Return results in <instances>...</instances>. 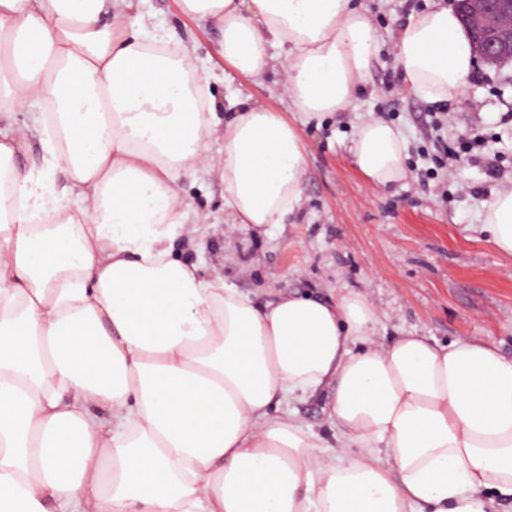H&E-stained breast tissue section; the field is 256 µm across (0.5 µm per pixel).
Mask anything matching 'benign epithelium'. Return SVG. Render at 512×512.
Instances as JSON below:
<instances>
[{"label": "benign epithelium", "instance_id": "7a95c632", "mask_svg": "<svg viewBox=\"0 0 512 512\" xmlns=\"http://www.w3.org/2000/svg\"><path fill=\"white\" fill-rule=\"evenodd\" d=\"M473 35L475 52L492 67L512 61V0H453Z\"/></svg>", "mask_w": 512, "mask_h": 512}]
</instances>
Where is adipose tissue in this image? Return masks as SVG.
I'll use <instances>...</instances> for the list:
<instances>
[{
	"label": "adipose tissue",
	"mask_w": 512,
	"mask_h": 512,
	"mask_svg": "<svg viewBox=\"0 0 512 512\" xmlns=\"http://www.w3.org/2000/svg\"><path fill=\"white\" fill-rule=\"evenodd\" d=\"M143 0H0V512H496L512 501V357L483 341H378L367 295L243 292L179 257L209 224L182 181L224 183L233 225L301 206L304 147L231 93L220 121L196 49ZM244 77L276 70L302 118L346 111L383 39L353 0H179ZM407 88L459 96L477 64L454 8L392 45ZM40 167L17 155L32 135ZM402 181L380 118L348 147ZM68 180L55 187L52 176ZM512 255V190L481 226ZM330 389L329 435L291 406Z\"/></svg>",
	"instance_id": "ef3b65f1"
}]
</instances>
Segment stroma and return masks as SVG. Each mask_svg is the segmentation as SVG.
I'll use <instances>...</instances> for the list:
<instances>
[{
  "instance_id": "obj_1",
  "label": "stroma",
  "mask_w": 512,
  "mask_h": 512,
  "mask_svg": "<svg viewBox=\"0 0 512 512\" xmlns=\"http://www.w3.org/2000/svg\"><path fill=\"white\" fill-rule=\"evenodd\" d=\"M380 31L385 49L375 58L363 92L343 112L300 123L278 77H236L242 97L295 123L306 147L303 203L270 236L212 226L200 250L206 270H219L247 293L287 288L323 296L348 289L370 294L381 311L380 336L404 333L446 343L494 341L512 355V258L479 232L482 204L512 189V63H477L461 96L431 103L405 87L389 50L410 16L449 0H356ZM172 39L196 46L197 66L216 105H223L224 61L212 53L217 34L184 16L178 0H146ZM377 117L408 140V177L386 189L370 186L347 152L354 127ZM482 132L500 152L505 178L491 175L470 153ZM185 192L193 209L224 216V186L197 175Z\"/></svg>"
}]
</instances>
